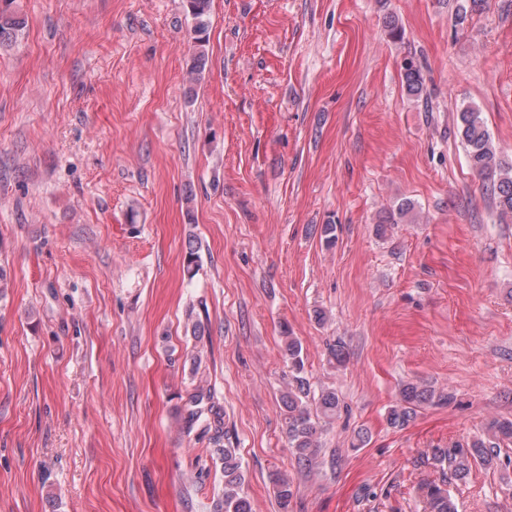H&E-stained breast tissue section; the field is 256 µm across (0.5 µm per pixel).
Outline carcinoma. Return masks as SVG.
<instances>
[{"label":"carcinoma","instance_id":"1","mask_svg":"<svg viewBox=\"0 0 512 512\" xmlns=\"http://www.w3.org/2000/svg\"><path fill=\"white\" fill-rule=\"evenodd\" d=\"M14 0H0V48L16 41L25 27L24 19L12 9ZM486 0H455L454 22L464 25L469 18L484 10ZM186 7L193 19L191 32L193 54L187 68L189 79L200 80L206 70L209 53V14L211 0H186ZM403 83L407 93L416 98L424 94V82L419 67L414 61L404 64ZM457 136L464 145L470 167L482 179L486 191L490 192L501 215L512 214V164L503 161L497 154L490 132L481 116V111L472 104L463 105L457 110ZM414 208V203L404 200L396 211L388 213L376 233L383 235L396 219ZM285 355L290 370L288 382L280 395V404L286 415L288 444L300 465L311 467L316 463L320 450L319 422L330 421L339 413L342 400L336 389L323 387L312 391L305 376L303 348L297 337L289 329H284ZM329 361L336 367H343L348 361V352L342 341L328 345ZM211 395L198 389L192 399V408L184 417L186 430L190 431L200 420L204 411L214 412L213 423L204 431L213 432L212 440L220 442L225 436L220 414L214 407L204 408ZM450 400V397L414 382L405 383L395 405L387 412L386 420L390 427L405 428L422 407ZM512 445V420L494 419L486 427L484 434L471 441L456 442L447 448H430L424 458L442 475H451L457 481L464 480L475 465L486 468L498 467L503 447ZM224 454V512H253L252 504L244 493V475L237 460L235 449L225 448ZM273 494L280 512H288L294 496L288 478L277 475L272 479ZM425 499L426 512H457L456 505L448 489L446 479L431 481L421 486Z\"/></svg>","mask_w":512,"mask_h":512}]
</instances>
